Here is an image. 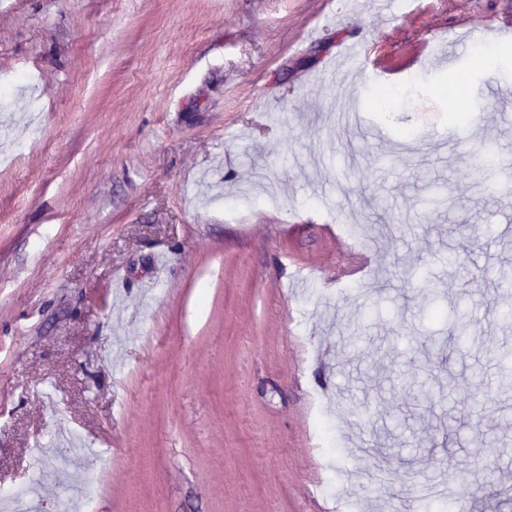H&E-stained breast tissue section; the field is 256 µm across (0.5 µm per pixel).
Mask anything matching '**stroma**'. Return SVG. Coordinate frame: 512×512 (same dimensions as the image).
I'll return each mask as SVG.
<instances>
[{"instance_id":"1","label":"stroma","mask_w":512,"mask_h":512,"mask_svg":"<svg viewBox=\"0 0 512 512\" xmlns=\"http://www.w3.org/2000/svg\"><path fill=\"white\" fill-rule=\"evenodd\" d=\"M1 83L0 495L512 512V0H0Z\"/></svg>"}]
</instances>
